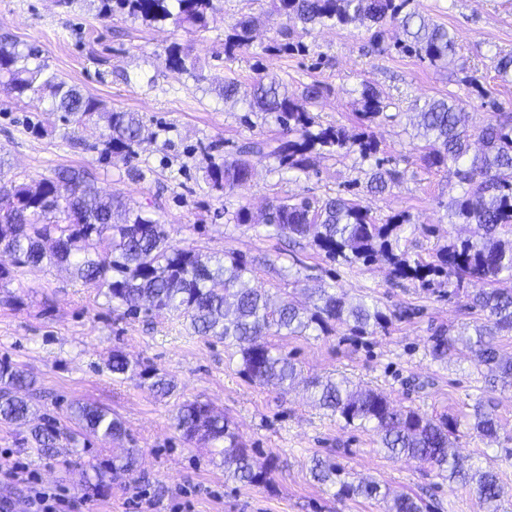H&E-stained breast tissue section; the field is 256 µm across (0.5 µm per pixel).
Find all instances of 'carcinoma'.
<instances>
[{
  "label": "carcinoma",
  "instance_id": "1",
  "mask_svg": "<svg viewBox=\"0 0 512 512\" xmlns=\"http://www.w3.org/2000/svg\"><path fill=\"white\" fill-rule=\"evenodd\" d=\"M410 4L411 0H271V7L285 17L279 31L280 46L285 49L303 47L290 42L298 28L307 34L318 26L370 21L378 44L392 26L398 30L395 45L402 52L435 67L454 62L455 36L409 9ZM215 12L214 0H99L98 6V15L104 19L120 13L199 31L208 29ZM259 24L258 17L248 15L230 25L224 54L232 56L248 48ZM31 58L30 52L0 47V85L9 94L19 99L29 92L44 93L52 99L55 111L78 122L94 119L103 123L105 155L126 158L134 153L143 128L138 113L107 109L47 71V65L29 67ZM493 64L502 80L512 78V54L494 56ZM321 94L318 84L305 87L298 95L274 78H257L251 87L250 111L270 116L288 132V138L243 143L235 156L207 170L212 188L223 192L247 182L255 160L273 159L282 170L305 173L315 154L356 150L364 160L375 156L378 141L374 135L351 134L315 120L307 104ZM360 105L358 118L366 126L375 123L385 108L381 93L369 85L361 93ZM464 118V108L452 98L433 99L416 113V148L429 166L453 170L461 195L451 200V213L478 230L476 238H457L438 249L434 261H412L395 252L408 221L405 215L396 214L379 224L361 202L340 195L271 203L263 223L279 236L308 240L326 257L349 265L368 264L382 256L397 279H415L428 288L444 283L456 293L468 285L464 307L485 313L484 321L475 324L471 334L433 337L430 354L443 360L460 344L471 352L487 383L512 386V357L501 355L496 343L502 332L512 331V289L494 287L502 274L512 278V240L499 236L501 228L512 224V114L497 112L479 129L484 151L472 157ZM400 178V171L385 168L378 160L366 190L382 193ZM0 250L9 252L18 267L46 262L71 271L103 294L113 309L122 308L127 315L142 309L179 313L197 335L216 337L235 348L241 357L240 372L262 384L285 387L297 376L292 360L273 353L265 342L264 337L272 332L304 336L341 327L352 336H366L386 329L390 321L376 305L363 298L350 300L333 288L312 289L316 302L310 308L292 299L274 305L251 284L243 256L231 253L205 259L193 250L171 246L165 225L145 210H133L117 197L101 195L85 170L58 169L51 177L29 183L1 182ZM138 376L151 380L150 389L159 394L173 388L171 381L155 378L146 368ZM307 386L319 407L348 425L375 431L389 456L427 464L441 476L474 485L486 512H499L497 475L464 466L457 452L458 419H434L413 408H397L383 394L355 387L346 378L314 377ZM30 387L25 372L7 363L0 365L1 423L28 420L31 408L20 392ZM71 409L81 424L80 431L70 436L75 444L81 437L117 440L124 433L123 423L103 408L77 402ZM175 420L187 440L224 442L219 454L225 472L234 479L251 485L267 480L273 458H256L208 404L185 403ZM467 425L497 440L498 421L482 404L474 407ZM31 433L42 452L52 451L60 437L51 425H36ZM312 473L321 483L339 485L337 496L341 498L380 496L387 501L386 512H423V506L404 493L392 496L376 482L342 478V470L334 464L317 460Z\"/></svg>",
  "mask_w": 512,
  "mask_h": 512
}]
</instances>
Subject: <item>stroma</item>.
<instances>
[{
    "instance_id": "1",
    "label": "stroma",
    "mask_w": 512,
    "mask_h": 512,
    "mask_svg": "<svg viewBox=\"0 0 512 512\" xmlns=\"http://www.w3.org/2000/svg\"><path fill=\"white\" fill-rule=\"evenodd\" d=\"M99 0H0V45L38 50L39 62L109 109L136 112L144 139L133 157L101 160L104 143L94 124L53 111L49 99H14L0 89V180L31 182L60 168L87 169L98 187L124 198L134 209L155 211L176 248L210 256L235 252L252 262V283L272 300L291 296L312 306L308 289L331 286L348 298L375 301L390 316L387 328L356 338L338 329L328 334H271L269 345L297 364L301 377L286 391L249 381L240 359L224 342L196 335L175 313L121 315L104 296L65 269L44 265L12 268L0 285V363L35 381L30 397L34 420L74 431L69 406L80 401L110 409L126 429L118 443L95 438L78 447L60 443L38 451L29 426L0 422V458L19 462L41 485L81 502L82 512H385L381 501L337 497V488L315 481V459L339 466L421 500L424 512H485L472 487L443 480L435 469L381 450L374 431L345 425L314 406L306 379L345 376L384 393L393 404L432 416L465 418L475 404L491 408L498 438L488 441L462 431L460 454L497 474L502 512H512V389L490 388L468 352L438 361L431 338L459 331L477 320L447 287L395 279L381 260L349 266L328 259L309 242L289 245L262 224L237 223L246 207L260 214L279 199L340 195L361 200L377 221L404 214L409 226L397 250L431 259L435 250L471 227L448 213L461 188L446 170L428 167L413 141V113L425 101L463 99L466 123L477 129L492 111L512 113V82L497 77L492 59L512 53V0H413V8L456 36L455 62L435 68L393 46L387 31L383 51L373 50L365 26L320 29L306 35L305 51L279 53L274 39L284 24L269 0H219L209 30L189 33L171 23H146L124 15L98 17ZM245 15L260 17L252 46L225 56V34ZM189 50L193 73L166 64L173 46ZM277 76L289 90L319 84L324 94L308 109L322 125L357 133L363 83L385 99L384 117L371 131L378 158L399 170V183L381 194L365 188L373 160L358 153L315 157L305 173L257 163L249 181L224 192L206 181L211 165L252 139L280 137V127L244 101H224L218 88L234 79L248 92L263 74ZM377 158V159H378ZM139 176H130V169ZM136 367H150L174 381L159 396L139 377L112 374L113 353ZM198 399L223 414L232 429L261 456L276 464L267 482L249 485L226 477L212 444L185 440L174 426L184 401ZM139 451L134 472L98 470L127 449Z\"/></svg>"
}]
</instances>
